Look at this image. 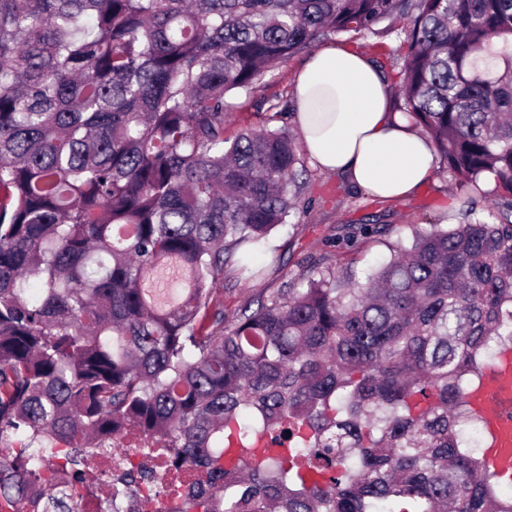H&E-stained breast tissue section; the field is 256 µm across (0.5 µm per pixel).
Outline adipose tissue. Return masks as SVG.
Masks as SVG:
<instances>
[{
	"label": "adipose tissue",
	"instance_id": "obj_1",
	"mask_svg": "<svg viewBox=\"0 0 512 512\" xmlns=\"http://www.w3.org/2000/svg\"><path fill=\"white\" fill-rule=\"evenodd\" d=\"M294 97L303 144L322 170L347 173L385 199L411 194L431 179L433 143L393 109L386 82L359 52H316L297 77ZM320 100L327 111H315Z\"/></svg>",
	"mask_w": 512,
	"mask_h": 512
}]
</instances>
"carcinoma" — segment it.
Here are the masks:
<instances>
[{
    "label": "carcinoma",
    "mask_w": 512,
    "mask_h": 512,
    "mask_svg": "<svg viewBox=\"0 0 512 512\" xmlns=\"http://www.w3.org/2000/svg\"><path fill=\"white\" fill-rule=\"evenodd\" d=\"M396 23L459 222L360 224L386 263L225 317L305 189L278 105L228 138L227 94ZM506 350L512 0H0V512H73L127 431L201 470L181 512H512L468 401Z\"/></svg>",
    "instance_id": "cac0c4a2"
}]
</instances>
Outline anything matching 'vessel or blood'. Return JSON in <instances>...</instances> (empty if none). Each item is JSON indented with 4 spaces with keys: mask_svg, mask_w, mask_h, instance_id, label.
<instances>
[{
    "mask_svg": "<svg viewBox=\"0 0 512 512\" xmlns=\"http://www.w3.org/2000/svg\"><path fill=\"white\" fill-rule=\"evenodd\" d=\"M469 401L483 417L490 435L485 453L488 465L499 471L512 470V356L494 368Z\"/></svg>",
    "mask_w": 512,
    "mask_h": 512,
    "instance_id": "vessel-or-blood-1",
    "label": "vessel or blood"
}]
</instances>
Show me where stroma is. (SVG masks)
<instances>
[{"label":"stroma","instance_id":"1","mask_svg":"<svg viewBox=\"0 0 512 512\" xmlns=\"http://www.w3.org/2000/svg\"><path fill=\"white\" fill-rule=\"evenodd\" d=\"M325 43L367 55L380 72L388 75L392 72V51L400 45L401 39L394 34L357 38L338 34L326 38ZM310 55L307 49L292 55L265 73L252 92L229 93L230 107L225 117L227 135L258 126L271 102L291 101L296 74ZM305 168L304 195L313 200V208L290 217L287 224L272 231L258 274L225 269L218 292L226 316H233L250 298L276 292L314 261L325 258L339 266H351L361 277L389 258L390 253L379 236L358 239L349 247L330 245L331 235L342 234L345 225L369 222L398 229L427 221L439 224L448 221L450 188L447 177L441 174H433L426 185L412 194L377 202L354 187L346 174L325 173L310 162Z\"/></svg>","mask_w":512,"mask_h":512}]
</instances>
